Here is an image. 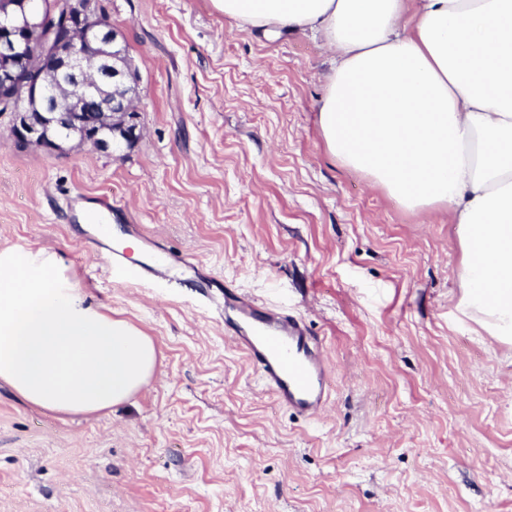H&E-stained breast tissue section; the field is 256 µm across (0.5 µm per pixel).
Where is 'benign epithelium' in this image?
Segmentation results:
<instances>
[{"instance_id": "obj_1", "label": "benign epithelium", "mask_w": 512, "mask_h": 512, "mask_svg": "<svg viewBox=\"0 0 512 512\" xmlns=\"http://www.w3.org/2000/svg\"><path fill=\"white\" fill-rule=\"evenodd\" d=\"M97 0H0V112L18 143L60 152L135 136L139 80Z\"/></svg>"}]
</instances>
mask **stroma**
<instances>
[{
	"mask_svg": "<svg viewBox=\"0 0 512 512\" xmlns=\"http://www.w3.org/2000/svg\"><path fill=\"white\" fill-rule=\"evenodd\" d=\"M140 76L112 153L19 145L0 116V253L49 251L88 303L157 349L128 403L64 420L0 384V512H512V343L459 310L452 215L403 208L329 154L331 57L212 0H100ZM106 193L142 229L97 234ZM168 280L119 276L113 251ZM190 262L323 341L324 412L263 386Z\"/></svg>",
	"mask_w": 512,
	"mask_h": 512,
	"instance_id": "stroma-1",
	"label": "stroma"
}]
</instances>
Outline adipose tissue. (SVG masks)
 Listing matches in <instances>:
<instances>
[{
	"label": "adipose tissue",
	"mask_w": 512,
	"mask_h": 512,
	"mask_svg": "<svg viewBox=\"0 0 512 512\" xmlns=\"http://www.w3.org/2000/svg\"><path fill=\"white\" fill-rule=\"evenodd\" d=\"M247 29L318 35L333 57L329 153L405 209H448L463 314L512 340V0H212ZM156 347L86 304L54 258L0 257V381L61 416L128 402Z\"/></svg>",
	"instance_id": "adipose-tissue-1"
}]
</instances>
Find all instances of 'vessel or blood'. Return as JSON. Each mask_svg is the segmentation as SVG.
Wrapping results in <instances>:
<instances>
[{
	"label": "vessel or blood",
	"instance_id": "1",
	"mask_svg": "<svg viewBox=\"0 0 512 512\" xmlns=\"http://www.w3.org/2000/svg\"><path fill=\"white\" fill-rule=\"evenodd\" d=\"M87 202L90 214L99 220L108 221L122 213L104 195L88 197ZM224 324L280 404L306 417L324 410L330 397L329 370L321 340L301 318L264 303L244 301L228 287L224 290Z\"/></svg>",
	"mask_w": 512,
	"mask_h": 512
}]
</instances>
